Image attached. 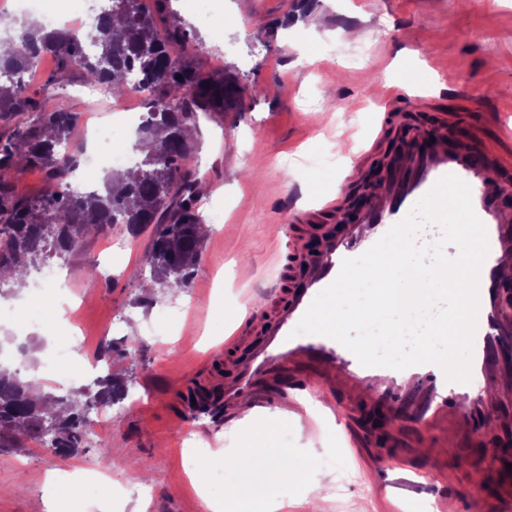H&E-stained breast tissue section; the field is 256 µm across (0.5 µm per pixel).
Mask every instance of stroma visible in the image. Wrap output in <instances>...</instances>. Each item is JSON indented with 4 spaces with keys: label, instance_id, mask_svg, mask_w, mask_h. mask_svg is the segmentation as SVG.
I'll use <instances>...</instances> for the list:
<instances>
[{
    "label": "stroma",
    "instance_id": "stroma-1",
    "mask_svg": "<svg viewBox=\"0 0 512 512\" xmlns=\"http://www.w3.org/2000/svg\"><path fill=\"white\" fill-rule=\"evenodd\" d=\"M171 7L190 33L184 57L203 72L237 77L242 89L234 106L201 118L199 146L186 161L204 188L200 208L222 206L224 221L211 225L189 288L175 296L147 286L150 232L135 236L118 224L58 257L72 286L51 289L48 302L79 305L86 346L111 347L112 371L127 379L131 396L91 416L79 455L30 439L23 450L0 451V512H31L42 500L55 512H210L199 480L182 465L190 440L207 438L226 456L247 450L260 469L282 452L294 465L315 466L314 485L282 484L278 512H432L442 494L469 512L481 497L480 471L512 437V380L485 388L493 417L482 442L463 431L433 449L412 429L395 438L394 451L433 467L432 485L405 500L367 481L353 431L324 411L327 395L307 408L311 434L275 410L231 418L201 412L188 396L221 373L210 357L245 302L267 305L280 276L273 246L285 234L283 210L356 191L349 160L365 150L371 166L399 146L398 125L369 147L381 108L422 130L447 115L450 126L479 129L499 151L495 123L512 127V0H209L210 26L197 22L186 0ZM29 87L42 110L78 113L83 125L111 118L79 71L57 78L51 54ZM90 266L96 277L86 275ZM116 317L126 321L119 336L107 332ZM69 341L50 311L25 331L4 324L0 364L29 377ZM88 464L111 469L126 493L74 499L59 477ZM144 470L153 474L148 497L139 483Z\"/></svg>",
    "mask_w": 512,
    "mask_h": 512
}]
</instances>
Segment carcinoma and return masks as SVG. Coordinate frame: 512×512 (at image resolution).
Listing matches in <instances>:
<instances>
[{
	"instance_id": "1",
	"label": "carcinoma",
	"mask_w": 512,
	"mask_h": 512,
	"mask_svg": "<svg viewBox=\"0 0 512 512\" xmlns=\"http://www.w3.org/2000/svg\"><path fill=\"white\" fill-rule=\"evenodd\" d=\"M169 2L154 0V7L141 9L136 0H112L83 35L27 27L0 39V74L13 76L0 82V120L13 123L9 135H0V272L19 269L27 277L50 257L78 250L92 229L104 233L124 224L136 235L152 225L146 253L152 280L171 294L189 286L206 227L198 211V177L184 162L195 148L192 131L200 115L233 105L240 88L231 78L205 75L171 55V46L187 43L188 34ZM46 53L55 57L59 76L77 69L86 82L106 85L117 103L132 74L154 94L137 135L145 141L162 129L165 136L135 169L105 179L101 188L70 192L67 178L77 159L65 146L79 116L43 111L22 83L25 71ZM33 167L48 169L55 183L41 199L13 190L14 174ZM127 392L124 379L109 372L61 395L34 396L20 372L0 367V451L46 437L57 453L73 455L90 414L123 401Z\"/></svg>"
}]
</instances>
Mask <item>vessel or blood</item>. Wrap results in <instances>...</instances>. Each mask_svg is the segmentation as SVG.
<instances>
[{"label": "vessel or blood", "instance_id": "b4317fda", "mask_svg": "<svg viewBox=\"0 0 512 512\" xmlns=\"http://www.w3.org/2000/svg\"><path fill=\"white\" fill-rule=\"evenodd\" d=\"M447 118L431 128L408 130L400 157L391 164L374 200L357 211L351 223L335 228L320 225L324 215L338 212L340 195L324 198L314 208L289 211L290 224H316L309 240L289 238L277 245L276 259L301 270V277L275 283L270 305L263 313L247 310L224 342V375L206 387L209 401L237 413L242 405L253 411L276 409L303 416L299 402L309 391L341 390L352 396L350 411L382 410L386 425L418 427L426 439L447 433L457 422L471 435L484 434L489 405L470 384L447 381L440 367L423 364L398 371L362 366L338 341L322 335L292 338L314 298L337 277L344 259L366 252L401 221L433 185L453 174L471 191L473 209L486 227L489 254L479 277V313L474 339L472 378L512 370L507 363L506 339L512 335V312L501 300L503 284L512 281V212L501 202L498 170L512 159L491 153L475 137L456 146L447 137ZM415 464L388 474L386 484L399 493L416 494L410 477Z\"/></svg>", "mask_w": 512, "mask_h": 512}]
</instances>
